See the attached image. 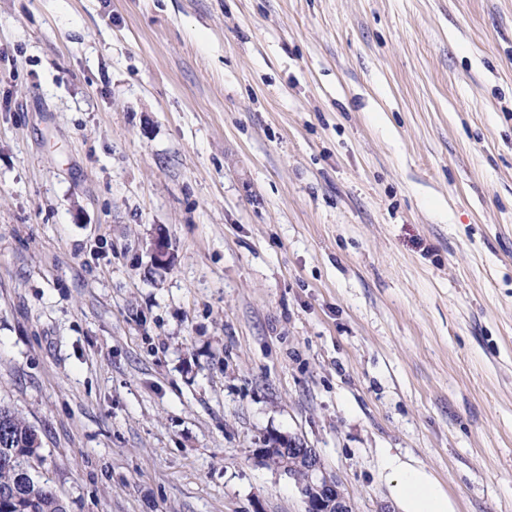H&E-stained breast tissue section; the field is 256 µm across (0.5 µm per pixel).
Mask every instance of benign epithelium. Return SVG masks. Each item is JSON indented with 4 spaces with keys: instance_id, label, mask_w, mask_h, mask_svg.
Wrapping results in <instances>:
<instances>
[{
    "instance_id": "1",
    "label": "benign epithelium",
    "mask_w": 512,
    "mask_h": 512,
    "mask_svg": "<svg viewBox=\"0 0 512 512\" xmlns=\"http://www.w3.org/2000/svg\"><path fill=\"white\" fill-rule=\"evenodd\" d=\"M255 455L266 467L288 475L292 474L291 467L296 463L314 473L315 482L300 487L307 503L306 512H353L349 498L336 479L321 470L320 459L314 449L294 440L280 439L271 446L255 449Z\"/></svg>"
}]
</instances>
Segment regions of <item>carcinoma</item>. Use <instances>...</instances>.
Masks as SVG:
<instances>
[{"instance_id": "obj_1", "label": "carcinoma", "mask_w": 512, "mask_h": 512, "mask_svg": "<svg viewBox=\"0 0 512 512\" xmlns=\"http://www.w3.org/2000/svg\"><path fill=\"white\" fill-rule=\"evenodd\" d=\"M40 450L34 427L0 406V512H68L67 503L36 470Z\"/></svg>"}]
</instances>
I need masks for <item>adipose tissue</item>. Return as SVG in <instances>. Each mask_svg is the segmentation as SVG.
<instances>
[{
    "label": "adipose tissue",
    "instance_id": "1",
    "mask_svg": "<svg viewBox=\"0 0 512 512\" xmlns=\"http://www.w3.org/2000/svg\"><path fill=\"white\" fill-rule=\"evenodd\" d=\"M378 475L398 512H456L445 485L416 459L384 450Z\"/></svg>",
    "mask_w": 512,
    "mask_h": 512
}]
</instances>
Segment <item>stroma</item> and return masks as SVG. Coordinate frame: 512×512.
I'll return each mask as SVG.
<instances>
[{"label":"stroma","mask_w":512,"mask_h":512,"mask_svg":"<svg viewBox=\"0 0 512 512\" xmlns=\"http://www.w3.org/2000/svg\"><path fill=\"white\" fill-rule=\"evenodd\" d=\"M0 405L70 512H512V0H0ZM297 443L295 440L279 439L278 443L265 448H256L255 455L263 464L276 471L288 474L293 478L291 467L300 463L308 471L314 473L315 483L308 487L307 472L297 470L295 481L307 503L306 512H353L349 498L340 489L334 477L321 470L320 459L312 448ZM378 475L398 512H457L434 471L414 458L385 449L380 455Z\"/></svg>","instance_id":"35a3bbf8"}]
</instances>
